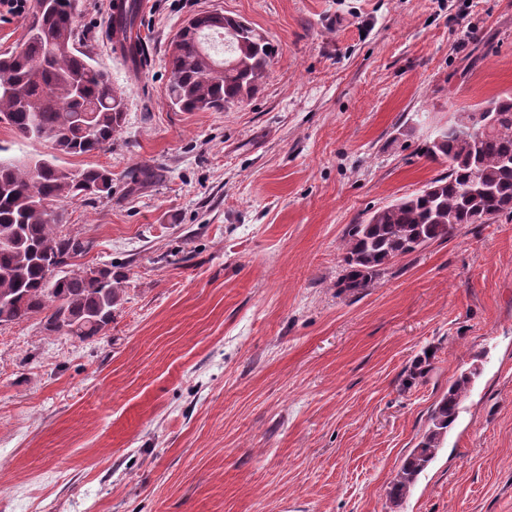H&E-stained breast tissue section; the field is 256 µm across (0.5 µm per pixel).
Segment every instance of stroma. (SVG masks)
I'll use <instances>...</instances> for the list:
<instances>
[{
	"mask_svg": "<svg viewBox=\"0 0 512 512\" xmlns=\"http://www.w3.org/2000/svg\"><path fill=\"white\" fill-rule=\"evenodd\" d=\"M219 10L277 48L225 112L169 106L166 54ZM79 0L80 50L125 94L112 144L9 157L112 172L64 203L124 291L103 335L0 325V512H512V218L469 224L339 292L344 231L447 169L422 150L512 95V0H146L151 64ZM149 166L158 181L134 184ZM424 377L408 382L416 361ZM471 393L402 507L387 491L459 373Z\"/></svg>",
	"mask_w": 512,
	"mask_h": 512,
	"instance_id": "1",
	"label": "stroma"
}]
</instances>
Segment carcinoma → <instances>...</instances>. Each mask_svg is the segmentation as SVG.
Segmentation results:
<instances>
[{"mask_svg":"<svg viewBox=\"0 0 512 512\" xmlns=\"http://www.w3.org/2000/svg\"><path fill=\"white\" fill-rule=\"evenodd\" d=\"M40 19L42 35L0 58V84L11 83L20 95L0 92V117L18 137L28 138L35 121L59 155H92L112 144L122 127L123 93L79 50L73 0H51ZM140 0H122L112 17L108 40L133 71L148 66L139 31ZM224 70L200 48L199 35L187 29L167 52V98L187 112H224L251 96L265 77L275 46L252 26L224 18ZM495 123L478 142L471 141L472 117L460 114L437 131L425 155L448 163V171L414 193L371 212L361 224L348 225L343 275L338 287L357 292L384 274L392 263L436 241H446L461 224H488L512 218V96L484 102ZM112 194V172L100 166L70 170L43 160L37 173L10 158H0V233H15L11 246L0 245V324L41 316L43 328L80 341L100 335L112 324L121 301L122 278L105 266L98 275L62 271L52 280L46 270L57 259L86 252L88 243L64 229L54 216L60 205ZM480 374L465 371L436 401L429 426L405 459L389 490L400 505L420 474L436 457L456 421L472 382Z\"/></svg>","mask_w":512,"mask_h":512,"instance_id":"obj_1","label":"carcinoma"}]
</instances>
